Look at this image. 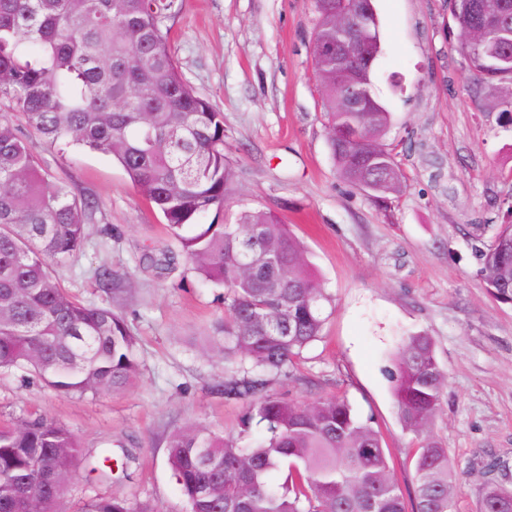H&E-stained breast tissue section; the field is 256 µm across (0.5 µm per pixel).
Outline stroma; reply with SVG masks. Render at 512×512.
Instances as JSON below:
<instances>
[{
	"mask_svg": "<svg viewBox=\"0 0 512 512\" xmlns=\"http://www.w3.org/2000/svg\"><path fill=\"white\" fill-rule=\"evenodd\" d=\"M383 54L374 92L391 113L384 140L403 188L378 203L339 177L313 61L310 0H177L168 20L182 77L224 114L234 221L275 213L304 242L331 296L322 338L273 376L297 405L344 397L373 417L394 478L411 487L412 437L397 418L387 371L402 338L424 332L448 373L433 435L461 478L454 512H478L488 479L512 486V303L491 297L479 254L512 224V121L502 92L469 72L448 0H375ZM45 168L91 201L96 219L61 284L76 300L120 311L137 339L140 374L125 391L78 398L27 370L0 371V423L47 416L84 452L127 468L106 482L79 465L59 512L98 496L186 512L167 462L169 437L199 422L237 431L247 404L224 397L230 367L203 349L224 319V291L203 284L161 215L111 157L76 147L41 152ZM107 267L127 277L101 288Z\"/></svg>",
	"mask_w": 512,
	"mask_h": 512,
	"instance_id": "35a3bbf8",
	"label": "stroma"
}]
</instances>
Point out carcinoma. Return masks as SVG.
Instances as JSON below:
<instances>
[{
    "mask_svg": "<svg viewBox=\"0 0 512 512\" xmlns=\"http://www.w3.org/2000/svg\"><path fill=\"white\" fill-rule=\"evenodd\" d=\"M176 0H0V101L20 112L35 140L0 122V368L23 367L46 387L79 397L123 390L139 373L136 340L110 307L85 305L62 287L58 269L82 249L92 211L55 181L38 146H78L112 157L156 209L201 280L224 289V360L252 371L224 379V398L248 410L235 434L201 425L174 432L168 463L187 512H454L460 483L448 449L430 436L448 373L432 337L403 339L388 372L402 428L415 448L405 497L372 417L342 398L299 406L267 389L322 335L325 305L307 250L275 214L245 208L234 224H198L224 210L233 169L224 151V113L180 75L167 19ZM313 56L338 174L361 186L374 164L396 166L381 139L390 115L342 111L336 66L320 47L336 33L332 0H312ZM450 12L512 0H448ZM356 38L382 53L372 15ZM478 79L512 87V71L483 73L485 49L469 51ZM360 129L336 139V129ZM485 288L512 302V225L480 252ZM87 460L112 479V455L83 456L77 436L41 417L0 425V512H59L62 484ZM83 512H156L100 496ZM479 512H512V488L490 480Z\"/></svg>",
    "mask_w": 512,
    "mask_h": 512,
    "instance_id": "1",
    "label": "carcinoma"
}]
</instances>
